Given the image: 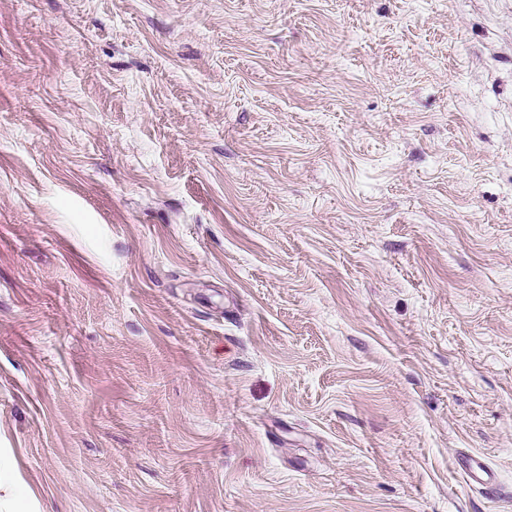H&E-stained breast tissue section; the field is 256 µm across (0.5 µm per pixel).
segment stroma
Returning a JSON list of instances; mask_svg holds the SVG:
<instances>
[{"label":"stroma","mask_w":512,"mask_h":512,"mask_svg":"<svg viewBox=\"0 0 512 512\" xmlns=\"http://www.w3.org/2000/svg\"><path fill=\"white\" fill-rule=\"evenodd\" d=\"M0 512H512V0H0ZM460 469L468 483L472 486L490 487L494 474L485 461L474 455H464L460 460Z\"/></svg>","instance_id":"obj_1"}]
</instances>
